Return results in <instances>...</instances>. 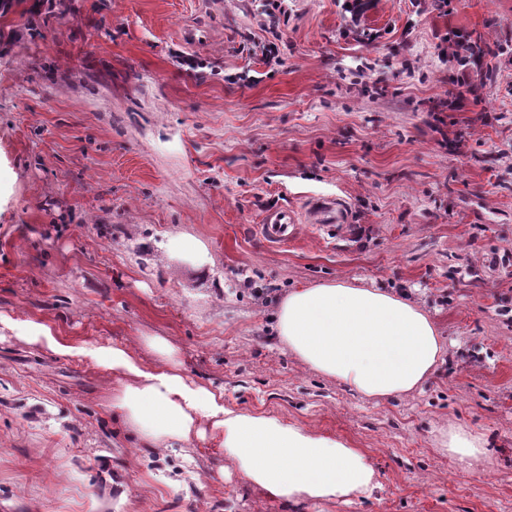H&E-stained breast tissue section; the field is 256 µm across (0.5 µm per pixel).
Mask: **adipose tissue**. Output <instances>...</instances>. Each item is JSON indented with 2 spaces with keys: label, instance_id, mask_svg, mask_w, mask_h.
<instances>
[{
  "label": "adipose tissue",
  "instance_id": "ef3b65f1",
  "mask_svg": "<svg viewBox=\"0 0 512 512\" xmlns=\"http://www.w3.org/2000/svg\"><path fill=\"white\" fill-rule=\"evenodd\" d=\"M275 333L319 373L378 401L419 389L437 369L444 342L433 319L402 292L333 281L288 292L274 312ZM67 358L87 359L123 376L112 394L149 448H181L207 430L221 434L224 457L252 485L291 502L351 501L370 494L376 472L366 453L281 419L225 407L224 392L184 376L164 339L150 340L158 361L123 346L54 336L45 325L0 314V332ZM441 448L459 460L487 454L482 434L451 424Z\"/></svg>",
  "mask_w": 512,
  "mask_h": 512
}]
</instances>
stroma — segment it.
I'll list each match as a JSON object with an SVG mask.
<instances>
[{"label": "stroma", "instance_id": "obj_1", "mask_svg": "<svg viewBox=\"0 0 512 512\" xmlns=\"http://www.w3.org/2000/svg\"><path fill=\"white\" fill-rule=\"evenodd\" d=\"M283 7L277 24L267 0H0V313L149 360L161 337L225 406L362 449L378 488L291 504L218 437L143 447L111 372L10 334L0 512H512V0ZM457 35L480 36L478 65ZM323 196L348 223L260 236ZM179 235L205 263L169 251ZM337 279L434 319L445 354L421 389L372 402L278 343L277 301ZM451 423L487 456L439 449ZM298 219L294 212L282 209L271 212L264 222L259 224L260 235L271 244H284L294 237V228L288 233V229L297 224Z\"/></svg>", "mask_w": 512, "mask_h": 512}]
</instances>
